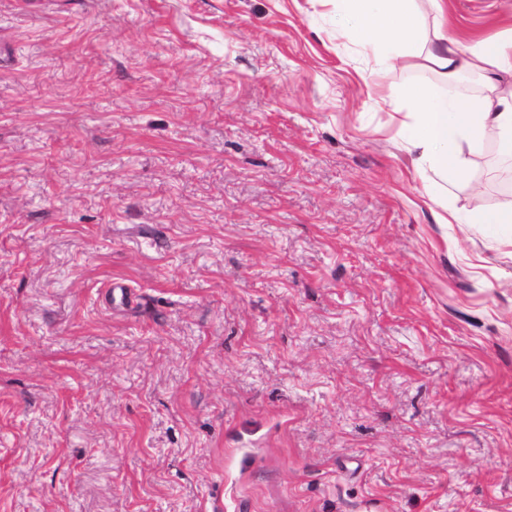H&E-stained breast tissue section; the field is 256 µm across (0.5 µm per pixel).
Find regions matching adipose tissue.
I'll list each match as a JSON object with an SVG mask.
<instances>
[{"instance_id": "1", "label": "adipose tissue", "mask_w": 512, "mask_h": 512, "mask_svg": "<svg viewBox=\"0 0 512 512\" xmlns=\"http://www.w3.org/2000/svg\"><path fill=\"white\" fill-rule=\"evenodd\" d=\"M341 20L340 38L359 49L383 48L392 68H420L444 84L465 72L480 75L479 96L451 95L433 87L402 85L398 97L410 104L407 144L419 150V168L443 182L463 178L467 153L487 138L512 156V34L468 44L448 32L447 0H429L432 26H425L417 0H331Z\"/></svg>"}]
</instances>
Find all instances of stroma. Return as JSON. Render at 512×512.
<instances>
[{"mask_svg":"<svg viewBox=\"0 0 512 512\" xmlns=\"http://www.w3.org/2000/svg\"><path fill=\"white\" fill-rule=\"evenodd\" d=\"M374 65L317 0H0V512H512V159L424 193ZM468 223L473 224L472 226L479 232L504 226H510L511 228L512 205L508 209L478 208Z\"/></svg>","mask_w":512,"mask_h":512,"instance_id":"obj_1","label":"stroma"}]
</instances>
